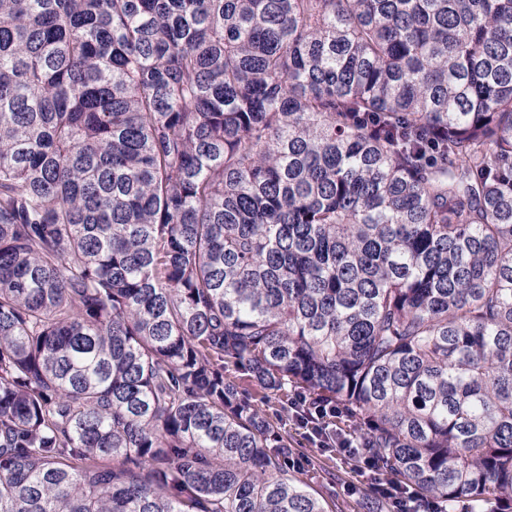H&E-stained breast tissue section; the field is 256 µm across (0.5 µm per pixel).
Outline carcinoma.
<instances>
[{"instance_id":"obj_1","label":"carcinoma","mask_w":512,"mask_h":512,"mask_svg":"<svg viewBox=\"0 0 512 512\" xmlns=\"http://www.w3.org/2000/svg\"><path fill=\"white\" fill-rule=\"evenodd\" d=\"M239 379L512 510V0H0V512H326Z\"/></svg>"}]
</instances>
